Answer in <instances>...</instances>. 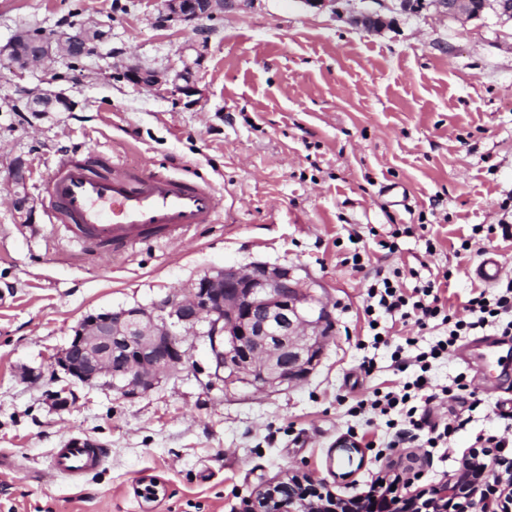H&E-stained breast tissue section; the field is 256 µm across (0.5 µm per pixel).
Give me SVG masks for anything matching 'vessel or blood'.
I'll use <instances>...</instances> for the list:
<instances>
[{"label":"vessel or blood","instance_id":"vessel-or-blood-1","mask_svg":"<svg viewBox=\"0 0 512 512\" xmlns=\"http://www.w3.org/2000/svg\"><path fill=\"white\" fill-rule=\"evenodd\" d=\"M52 226L62 227L83 257L94 260L137 245L181 242L202 224L216 223L220 200L205 181L122 163L89 147L59 153L41 193ZM503 266L484 252L473 268L475 279L496 284ZM105 452L75 441L55 449V472L76 474L99 466Z\"/></svg>","mask_w":512,"mask_h":512}]
</instances>
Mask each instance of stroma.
Segmentation results:
<instances>
[{"mask_svg": "<svg viewBox=\"0 0 512 512\" xmlns=\"http://www.w3.org/2000/svg\"><path fill=\"white\" fill-rule=\"evenodd\" d=\"M375 11L367 31L354 16ZM106 31L96 55L19 68L0 56V512H244L258 485L309 476L336 496L366 494L373 480L414 467L420 490L456 469L477 435L503 431L512 407V344L481 370L462 338L432 370L436 386L464 375L495 383L476 410L448 402L432 420L470 414L451 447L346 452L350 431L384 435L347 409L394 375L388 348L368 343L366 285L375 269L400 268L404 284L443 280L463 311L483 251L512 277V241H486L474 225L512 211V21L492 10L449 19L432 0H238L210 17H171L163 0H0V46L17 32ZM135 65L160 84L140 87ZM190 70L196 104L171 95ZM49 89L69 112L18 108L22 90ZM86 144L215 189L219 223L185 244H152L99 263L48 224L40 187L58 152ZM404 189L408 206L380 189ZM406 232L391 238L393 226ZM394 239L395 251L382 240ZM470 252H460L462 240ZM434 253H427V244ZM363 270L353 269V253ZM288 267L332 315L329 343L302 382L275 392L228 391L212 377L209 345L195 337L185 369L128 402L101 385H69L51 362L85 316L152 306L227 265ZM374 358L362 376L363 357ZM72 386L54 409L47 395ZM82 434L105 448L95 469L50 470L52 452ZM158 483L157 499L141 490Z\"/></svg>", "mask_w": 512, "mask_h": 512, "instance_id": "obj_1", "label": "stroma"}]
</instances>
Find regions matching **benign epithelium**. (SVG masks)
Segmentation results:
<instances>
[{"label":"benign epithelium","instance_id":"benign-epithelium-1","mask_svg":"<svg viewBox=\"0 0 512 512\" xmlns=\"http://www.w3.org/2000/svg\"><path fill=\"white\" fill-rule=\"evenodd\" d=\"M224 0H164L173 17L199 20L213 3ZM448 18L479 16L488 0H434ZM368 30L386 24L377 12L353 18ZM104 40L102 31L79 27L56 38L37 36L26 63L46 62L78 49L88 56ZM127 80L154 87L157 76L132 67ZM62 103L72 109L63 93L38 91L29 98V110L42 104ZM331 312L288 268L264 262L246 267L226 266L206 274L184 295L168 296L153 306L118 307L84 317L68 345L54 358V371L73 383L99 381L121 398L133 401L153 390L162 379L181 373L192 345L186 337L207 338L214 376L224 390L286 389L307 378L319 363L330 335ZM493 472L474 454L465 455L459 468L442 483L388 503L375 502L364 512H451L463 495L470 504L488 485ZM499 512H512V480L495 486ZM247 512H351L344 499L326 497L323 486L298 475L260 486Z\"/></svg>","mask_w":512,"mask_h":512}]
</instances>
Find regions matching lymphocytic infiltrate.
I'll return each instance as SVG.
<instances>
[{
	"mask_svg": "<svg viewBox=\"0 0 512 512\" xmlns=\"http://www.w3.org/2000/svg\"><path fill=\"white\" fill-rule=\"evenodd\" d=\"M400 277L397 270L389 275L376 272L367 286V309L383 310L392 321L404 325L412 321L422 329L429 322L438 320L447 326L448 334L426 351H415L416 341L411 337L396 345L391 353L392 366L400 373L411 372V379L398 389L374 390L371 398L357 401L349 412L354 416L369 413L385 418L387 447L400 448L421 439L427 447L444 448L467 421L457 416L442 424L431 422L430 406L452 398L454 391L466 390L467 385L458 377L453 386H433L431 371L435 363L447 355L449 348L471 331L490 327L498 335L512 338V280L494 294L483 289L472 292L467 301L469 316L464 319L442 303L434 281H427L408 292Z\"/></svg>",
	"mask_w": 512,
	"mask_h": 512,
	"instance_id": "f902f5d3",
	"label": "lymphocytic infiltrate"
}]
</instances>
